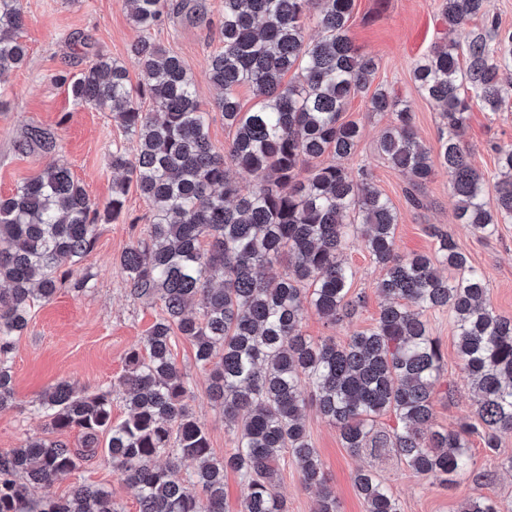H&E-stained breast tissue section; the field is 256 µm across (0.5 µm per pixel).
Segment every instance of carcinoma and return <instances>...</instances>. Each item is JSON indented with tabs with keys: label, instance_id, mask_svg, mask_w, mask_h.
I'll use <instances>...</instances> for the list:
<instances>
[{
	"label": "carcinoma",
	"instance_id": "obj_1",
	"mask_svg": "<svg viewBox=\"0 0 512 512\" xmlns=\"http://www.w3.org/2000/svg\"><path fill=\"white\" fill-rule=\"evenodd\" d=\"M486 0H441L448 28L482 17L465 46L454 40L417 60V91L441 108L446 133L436 153L414 131L411 107L385 88L368 97L372 112H390L379 153L415 191L435 168L448 171L457 220L489 237L512 223V147H498V174L489 183L471 164L464 144L471 104L494 114L512 112V30L484 11ZM141 36L129 53L142 79L130 82L109 56L74 75L67 87L78 104L111 113L138 142L130 156L114 144L112 196L99 209L65 164H53L0 197V409L13 404L10 355L27 327L32 306L49 302L59 285L82 289L73 274L98 238V224L117 219L130 184L154 212L148 240L126 248L120 265L137 299L159 301L163 315L143 345L126 355L128 416L112 421V393H89L68 380L38 400L57 432L78 430L83 448L30 438L0 455V512H120L111 494L76 485L69 494L36 504L31 491L75 471L99 449L120 478L138 492L139 512H224V472H236L249 493L239 512H287L276 491L287 452L303 484L319 491L316 512H339L303 410L315 406L353 452L389 448L415 473L468 476V437L495 450L512 433V318L486 300L484 272L471 265L449 235L432 255L401 257L394 249L398 212L374 186L370 170L350 177L342 161L356 151L360 130L342 120L351 98L366 93L376 70L349 36L354 0H223L213 28L207 0H122ZM316 14H311V10ZM186 16L215 31L220 47L207 60L209 81L221 95L215 108L233 138L220 154L209 137L210 113L201 109L194 81L181 59L151 38L162 18ZM315 21L320 38L305 37ZM26 19L20 0H0V85L26 60L19 40ZM293 78L285 80L288 73ZM259 99L245 112L237 91ZM152 111H144L143 101ZM50 152L55 134L32 127L18 145ZM255 177L249 187L229 176L228 165ZM361 233L383 271L385 303L376 325L343 342L304 336L311 309L334 325L350 319L361 297L350 296L353 271L343 244ZM286 265L281 275L260 270ZM454 269L449 279L439 267ZM448 309L454 317L462 371L478 396L479 422L458 429L432 424L441 379V352L423 313ZM189 340L195 363L208 371L211 400L224 411L233 448L213 456L205 428L192 416L189 377L172 357L173 336ZM391 413L397 426L376 430ZM173 460L164 466L158 456ZM195 464L182 470V463ZM354 485L367 512H401L399 501L370 470ZM460 512H500L483 495Z\"/></svg>",
	"mask_w": 512,
	"mask_h": 512
}]
</instances>
